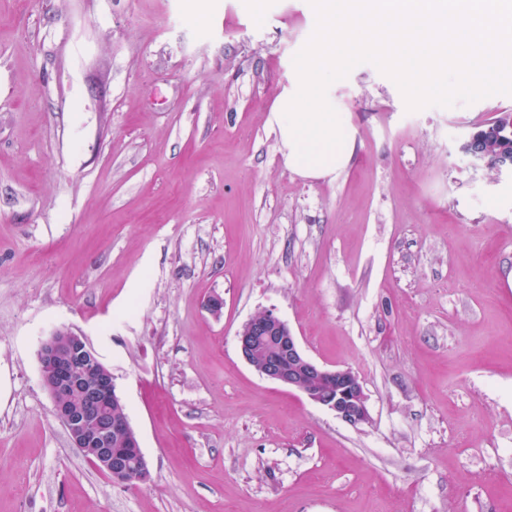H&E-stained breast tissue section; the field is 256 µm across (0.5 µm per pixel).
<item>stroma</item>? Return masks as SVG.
Here are the masks:
<instances>
[{"mask_svg": "<svg viewBox=\"0 0 512 512\" xmlns=\"http://www.w3.org/2000/svg\"><path fill=\"white\" fill-rule=\"evenodd\" d=\"M315 25L308 0H0V512H512V178L459 151L512 96L411 111L360 64L327 91L350 161L303 175L269 116ZM266 309L369 422L242 359ZM55 328L111 370L138 487L55 418Z\"/></svg>", "mask_w": 512, "mask_h": 512, "instance_id": "1", "label": "stroma"}]
</instances>
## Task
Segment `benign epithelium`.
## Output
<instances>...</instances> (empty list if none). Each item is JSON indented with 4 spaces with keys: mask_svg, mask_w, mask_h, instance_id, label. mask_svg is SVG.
Wrapping results in <instances>:
<instances>
[{
    "mask_svg": "<svg viewBox=\"0 0 512 512\" xmlns=\"http://www.w3.org/2000/svg\"><path fill=\"white\" fill-rule=\"evenodd\" d=\"M512 129V115L481 124L460 144V151L479 163V143L499 130ZM237 348L244 360L261 350L264 361L257 371L267 380L303 393L312 403L353 426L370 420L363 384L349 368H325L311 360L288 323L273 310L250 317L237 333ZM41 382L53 400V412L65 427L72 447L117 484L136 487L148 477V465L128 417L112 414L120 401L112 372L84 336L54 329L42 341ZM82 393L80 408L60 397ZM126 435V447H112L115 435Z\"/></svg>",
    "mask_w": 512,
    "mask_h": 512,
    "instance_id": "1",
    "label": "benign epithelium"
}]
</instances>
